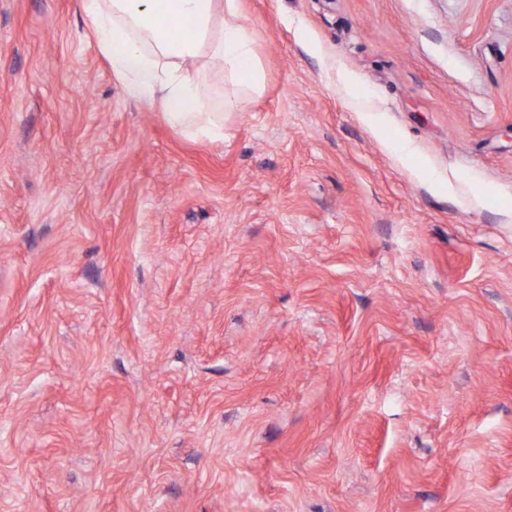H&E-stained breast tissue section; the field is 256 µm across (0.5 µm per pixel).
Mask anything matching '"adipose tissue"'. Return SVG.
<instances>
[{
  "instance_id": "adipose-tissue-1",
  "label": "adipose tissue",
  "mask_w": 512,
  "mask_h": 512,
  "mask_svg": "<svg viewBox=\"0 0 512 512\" xmlns=\"http://www.w3.org/2000/svg\"><path fill=\"white\" fill-rule=\"evenodd\" d=\"M93 34L126 97L159 106L168 121L220 140L224 122L207 104L193 70L208 51L240 92L261 87L252 42L238 21L235 0H80Z\"/></svg>"
}]
</instances>
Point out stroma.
Wrapping results in <instances>:
<instances>
[{
	"mask_svg": "<svg viewBox=\"0 0 512 512\" xmlns=\"http://www.w3.org/2000/svg\"><path fill=\"white\" fill-rule=\"evenodd\" d=\"M237 6L212 141L0 0V512H512V0Z\"/></svg>",
	"mask_w": 512,
	"mask_h": 512,
	"instance_id": "35a3bbf8",
	"label": "stroma"
}]
</instances>
